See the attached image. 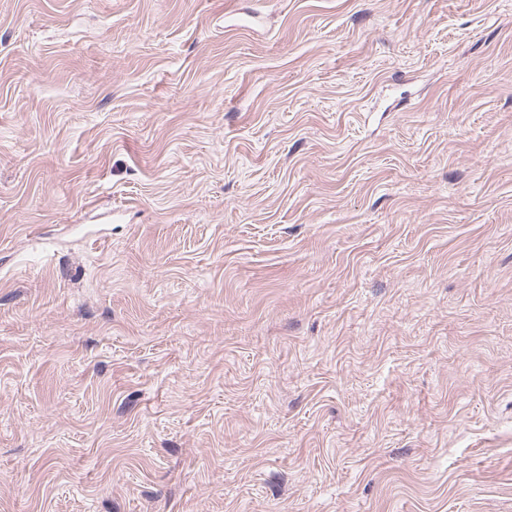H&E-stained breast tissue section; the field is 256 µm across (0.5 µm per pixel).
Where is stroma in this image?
<instances>
[{
    "label": "stroma",
    "instance_id": "1",
    "mask_svg": "<svg viewBox=\"0 0 512 512\" xmlns=\"http://www.w3.org/2000/svg\"><path fill=\"white\" fill-rule=\"evenodd\" d=\"M0 512H512V0H0Z\"/></svg>",
    "mask_w": 512,
    "mask_h": 512
}]
</instances>
